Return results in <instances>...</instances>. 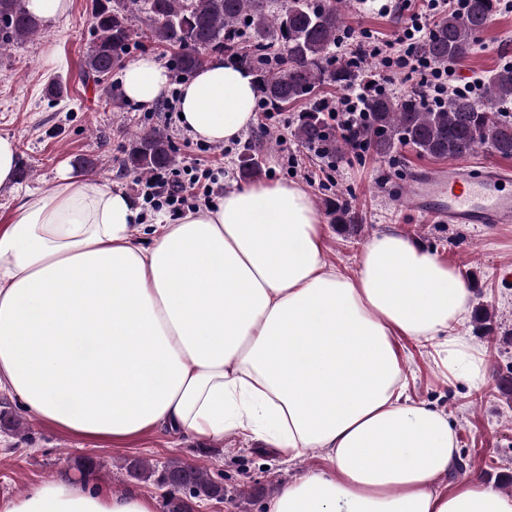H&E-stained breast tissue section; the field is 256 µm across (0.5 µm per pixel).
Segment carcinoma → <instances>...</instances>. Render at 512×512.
Segmentation results:
<instances>
[{"instance_id":"obj_1","label":"carcinoma","mask_w":512,"mask_h":512,"mask_svg":"<svg viewBox=\"0 0 512 512\" xmlns=\"http://www.w3.org/2000/svg\"><path fill=\"white\" fill-rule=\"evenodd\" d=\"M346 0H95L93 40L83 59L87 76L100 82L122 68L130 45L154 43L175 51L173 61L186 75L200 67L212 53H224L249 67L258 80L261 103L269 112H286L298 103L294 129L302 144L327 145L335 155L345 149L341 135L332 134L319 100L322 86L343 90L358 81L359 72L347 60H332L330 51L344 28ZM500 0H468L464 13L444 16L422 43L421 52L445 65L472 53L475 36L499 9ZM142 26L135 28L132 17ZM40 20L26 9V0H0V50L38 35ZM486 103L455 95L444 110L422 107L410 95L389 94L371 98L369 114L353 128L355 137L379 156H389L403 145L413 146L423 157L437 160L466 157L486 148L512 158V117L495 116L492 103L512 101V68L489 75L484 82ZM176 163L168 137L153 130L135 136L123 166L142 178ZM242 176L255 179L261 168L257 158L244 155ZM331 222L342 234L360 228L352 206L329 203ZM136 480H155L172 492L164 512H193L192 500L224 496V484L206 467L175 458L158 470L147 460L126 464Z\"/></svg>"}]
</instances>
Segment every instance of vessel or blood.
I'll use <instances>...</instances> for the list:
<instances>
[{
    "label": "vessel or blood",
    "instance_id": "obj_1",
    "mask_svg": "<svg viewBox=\"0 0 512 512\" xmlns=\"http://www.w3.org/2000/svg\"><path fill=\"white\" fill-rule=\"evenodd\" d=\"M408 204L446 224H511L512 172L488 165L477 178L468 165L452 162L418 173Z\"/></svg>",
    "mask_w": 512,
    "mask_h": 512
}]
</instances>
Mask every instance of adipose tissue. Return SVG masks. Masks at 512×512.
I'll return each mask as SVG.
<instances>
[{"instance_id": "1", "label": "adipose tissue", "mask_w": 512, "mask_h": 512, "mask_svg": "<svg viewBox=\"0 0 512 512\" xmlns=\"http://www.w3.org/2000/svg\"><path fill=\"white\" fill-rule=\"evenodd\" d=\"M168 71L121 70L125 100L162 98ZM195 139H237L256 118L254 73L215 55L179 87ZM124 191L61 172L0 230V391L37 421L123 440L146 429L260 437L326 465L286 483L267 512H512V494L442 478L458 459L441 410L410 400L397 338L434 346L450 378L484 383L457 327L471 291L408 238L373 235L348 276L324 259L311 196L293 182L225 193L174 224L135 226ZM0 512H158L156 496L68 475L0 498Z\"/></svg>"}]
</instances>
